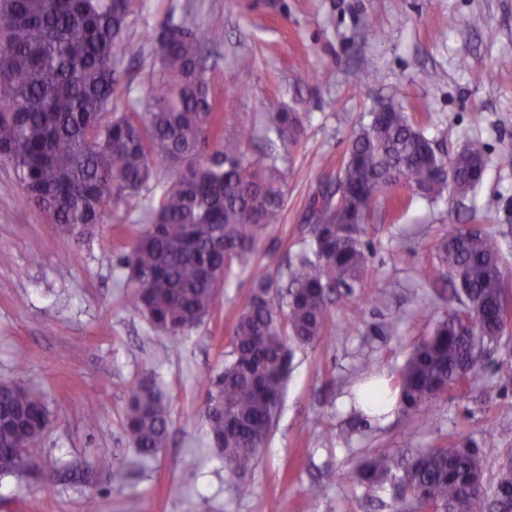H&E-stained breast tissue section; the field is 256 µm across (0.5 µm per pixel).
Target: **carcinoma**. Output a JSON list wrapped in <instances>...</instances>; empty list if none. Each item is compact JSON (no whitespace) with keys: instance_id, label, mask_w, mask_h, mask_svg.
<instances>
[{"instance_id":"1","label":"carcinoma","mask_w":512,"mask_h":512,"mask_svg":"<svg viewBox=\"0 0 512 512\" xmlns=\"http://www.w3.org/2000/svg\"><path fill=\"white\" fill-rule=\"evenodd\" d=\"M141 0H0V160L13 169L22 201L46 213L75 243L112 209L141 208V192L165 169L171 185L145 210L146 224L123 261L131 305L151 326L178 335L198 326L234 273L253 283L232 330L231 359L205 388L204 417L211 448L238 476L255 465L273 427L290 371L293 345L327 335L329 292L352 289L365 278L362 242L374 207L388 188L404 184L433 201L466 196L485 174L483 145L472 141L448 155L401 108L371 112L351 139L336 183L313 196L314 258L303 257L287 275L286 295L256 258L261 234L285 220L287 173L276 160L249 157L244 127L218 129L221 108L205 51L224 38V17L197 26L191 15L171 25L150 65V105L122 112L112 97L129 31ZM271 152L296 144L299 114L263 116ZM435 279L452 281L463 304L440 317L414 347L398 376L403 408L421 415L444 393L461 392L495 354L512 306V277L499 237L478 224H453L438 241ZM24 409V419L0 424V474L39 470L48 425L36 388L0 384V416ZM173 421L150 380L132 387L125 418L129 445L153 457L170 438ZM395 462L374 453L356 468L360 483L394 476ZM512 480L502 472L484 481L482 457L457 433L446 448H423L398 477L416 512H492Z\"/></svg>"}]
</instances>
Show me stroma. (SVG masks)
Here are the masks:
<instances>
[{"label":"stroma","instance_id":"stroma-1","mask_svg":"<svg viewBox=\"0 0 512 512\" xmlns=\"http://www.w3.org/2000/svg\"><path fill=\"white\" fill-rule=\"evenodd\" d=\"M193 13L224 17L211 51L224 123L260 126L264 113H301L303 133L280 167L290 169L284 223L270 226L257 258L274 278L311 249V197L334 175L372 110L394 103L439 149L484 147L482 182L465 197L426 201L388 189L362 236L367 282L330 295L329 333L293 349L274 425L254 469L230 474L207 445L200 380L220 372L252 283L233 277L211 313L178 336L154 331L129 303L121 259L143 223L107 212L81 243L22 202L0 163V382L38 388L50 425L41 471L0 476V512H412L395 482L369 487L355 468L375 451L404 462L465 433L484 455L486 480L512 458V326L471 393L443 396L430 427L404 409L387 423L357 414L350 399L366 375L396 384L414 345L448 310V289L423 272L452 224L499 235L512 269V0H142L114 92L116 110L149 102L153 37ZM369 68L372 80L355 74ZM154 378L174 422L157 455L127 443L129 390ZM110 469L97 465L100 454ZM195 483L182 480L185 470ZM325 487L315 497L312 486Z\"/></svg>","mask_w":512,"mask_h":512}]
</instances>
